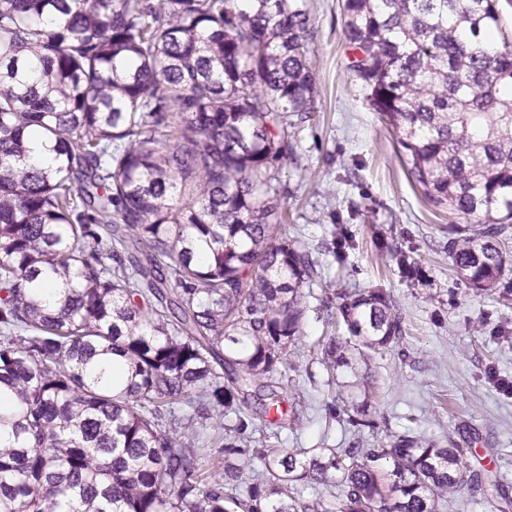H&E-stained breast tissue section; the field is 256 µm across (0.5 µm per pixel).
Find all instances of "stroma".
<instances>
[{"label":"stroma","instance_id":"35a3bbf8","mask_svg":"<svg viewBox=\"0 0 512 512\" xmlns=\"http://www.w3.org/2000/svg\"><path fill=\"white\" fill-rule=\"evenodd\" d=\"M308 48L315 77L314 110L295 134L297 163H285L281 198L287 218L280 239L303 243L333 291L383 288L401 313L406 333L374 356L360 382L328 368L325 346L348 335L335 308L308 299L304 334L291 356L289 382L279 394L295 424L265 429L283 448H345L404 432L464 450L471 469L503 483L512 497V395L492 378L512 379V288L476 291L448 259L449 228L463 214L429 203L407 178L397 142L350 68L344 0H306ZM354 241L337 259L336 231ZM389 242L412 251L420 280L400 277ZM368 400L376 430L346 421L348 402Z\"/></svg>","mask_w":512,"mask_h":512}]
</instances>
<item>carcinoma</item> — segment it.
<instances>
[{
	"instance_id": "1",
	"label": "carcinoma",
	"mask_w": 512,
	"mask_h": 512,
	"mask_svg": "<svg viewBox=\"0 0 512 512\" xmlns=\"http://www.w3.org/2000/svg\"><path fill=\"white\" fill-rule=\"evenodd\" d=\"M344 13L409 180L470 220L448 239L459 280L500 287L512 42L497 0ZM307 25L305 0H0V512H439L478 494L509 512L436 440L308 458L256 437L245 397L285 420L273 384L320 278L273 235L290 130L314 111ZM53 278L71 284L57 307ZM333 297L349 338L329 341L330 366L355 375L403 338L385 289ZM367 407L347 421L373 428Z\"/></svg>"
}]
</instances>
